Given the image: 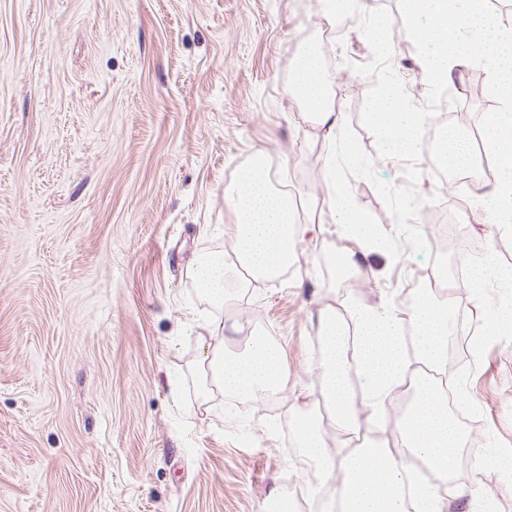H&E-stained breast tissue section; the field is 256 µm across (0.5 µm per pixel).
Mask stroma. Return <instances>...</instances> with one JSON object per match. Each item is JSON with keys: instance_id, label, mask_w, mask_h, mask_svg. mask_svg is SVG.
<instances>
[{"instance_id": "obj_1", "label": "stroma", "mask_w": 512, "mask_h": 512, "mask_svg": "<svg viewBox=\"0 0 512 512\" xmlns=\"http://www.w3.org/2000/svg\"><path fill=\"white\" fill-rule=\"evenodd\" d=\"M331 31L313 0H0V512H261L287 477L316 484L288 423L321 392L311 314L390 308L408 328L425 275L454 265L460 241L371 253L369 296L338 282L325 259L344 245L324 176L335 133L289 92L306 45L379 177L402 184L403 164L378 157L361 121L367 41L355 25ZM419 61L401 38L391 63L422 105ZM258 151L315 224L300 268L227 311L286 350L275 414L198 394L203 304L186 273L234 243L224 189ZM452 211L512 268L481 205L423 209L416 224L434 238ZM459 383L478 410L462 480L512 512V489L480 465L491 444L512 457V335L486 342Z\"/></svg>"}]
</instances>
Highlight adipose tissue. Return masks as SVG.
Here are the masks:
<instances>
[{
	"label": "adipose tissue",
	"instance_id": "1",
	"mask_svg": "<svg viewBox=\"0 0 512 512\" xmlns=\"http://www.w3.org/2000/svg\"><path fill=\"white\" fill-rule=\"evenodd\" d=\"M292 96L301 99L312 120L335 128L342 115L333 106L334 90L314 46H306L293 71ZM330 211L338 232L346 241L340 256L343 275L362 271L369 249L381 239L377 225L368 223L352 197L340 187L343 174L335 158L326 163ZM235 213L236 247L233 253L220 251L202 255L188 268L198 293L216 309L276 278L300 262L298 244L307 232L291 209L287 192L274 182L263 153H255L250 164L225 188ZM496 274L510 296L492 312L484 329L496 336L512 332V269L492 265L472 270L467 281L474 292H482L489 274ZM448 300H436L429 293L418 294L407 316L415 328L419 367L410 371L398 336L400 318L391 310H362L358 313V334L349 338L336 311L319 308L314 322L321 338L323 364L321 400L339 432L359 434L362 427L378 428L388 417L392 392L407 385L412 389L406 412L396 421L403 451L421 457L438 474L439 484L418 487L416 512H438L439 486L457 477V459L464 446V434L448 407V395L440 375L448 367ZM208 335L201 340L203 390L218 389L230 396L259 399L271 390L284 389L282 345L255 337L239 352L224 348L225 325L221 319H205ZM354 352L361 368V385L369 413L359 417L349 382L347 352ZM294 433L304 449L302 461L318 468L321 478L341 473L339 489L344 512H405L403 488L410 479L398 458L380 443L371 441L361 448L333 459L326 450L321 416L315 411L292 409Z\"/></svg>",
	"mask_w": 512,
	"mask_h": 512
}]
</instances>
